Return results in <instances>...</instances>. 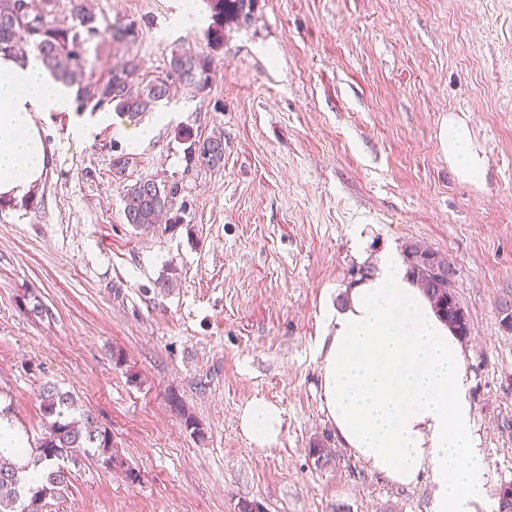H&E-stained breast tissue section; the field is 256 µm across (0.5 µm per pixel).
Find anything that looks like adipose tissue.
I'll use <instances>...</instances> for the list:
<instances>
[{
	"label": "adipose tissue",
	"instance_id": "ef3b65f1",
	"mask_svg": "<svg viewBox=\"0 0 512 512\" xmlns=\"http://www.w3.org/2000/svg\"><path fill=\"white\" fill-rule=\"evenodd\" d=\"M70 112L83 134L88 117L35 58L0 54V201L19 203L41 186L53 149L40 115ZM442 152L464 182L482 186L486 167L465 122L449 119ZM318 342L320 388L342 444L368 468L399 485L430 472L434 512H476L484 497L483 456L460 336L432 304L396 252L324 312ZM257 446L279 442L278 406L256 399L239 414Z\"/></svg>",
	"mask_w": 512,
	"mask_h": 512
}]
</instances>
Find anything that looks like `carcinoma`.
I'll return each instance as SVG.
<instances>
[{"label":"carcinoma","mask_w":512,"mask_h":512,"mask_svg":"<svg viewBox=\"0 0 512 512\" xmlns=\"http://www.w3.org/2000/svg\"><path fill=\"white\" fill-rule=\"evenodd\" d=\"M54 0H0V53L11 55L19 44L33 46L38 59L52 77L64 87L76 88L75 101L82 108L90 101L95 105H108L130 119L152 111L169 96L168 84L163 79H153L139 91L131 90L132 78L138 72V63L133 58L116 64L107 72V77L84 83L87 44L96 37L114 47L131 42L136 38L135 25L117 20L103 30L97 25V18L89 7V0H70L68 22L49 19ZM247 0H212L214 15L224 19V12L237 18L246 19ZM170 72L184 86L202 89L209 80L212 58L205 52L178 51L172 54ZM209 153L201 155L205 162L216 165L224 158L221 138L207 140ZM174 191L162 188L151 178H142L123 191L124 215L127 223L144 232L154 230L167 215L172 204ZM406 256L411 273L436 312L460 336L469 333V318L456 321L448 318V308L440 302L442 292L427 282L424 269L417 254L428 248L418 244L407 245ZM44 415L50 418L43 436L35 446L37 462L45 464V482L28 490V504L21 512H41L43 499L54 493L66 482V473L57 466L60 458L84 448H93L97 456L111 465L115 463L117 451L112 446L108 429L97 424L87 415L75 416L73 397L56 387L48 386L42 394ZM18 469L0 458V512H16L19 499Z\"/></svg>","instance_id":"obj_1"}]
</instances>
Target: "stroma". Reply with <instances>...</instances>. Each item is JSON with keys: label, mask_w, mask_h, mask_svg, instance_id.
<instances>
[{"label": "stroma", "mask_w": 512, "mask_h": 512, "mask_svg": "<svg viewBox=\"0 0 512 512\" xmlns=\"http://www.w3.org/2000/svg\"><path fill=\"white\" fill-rule=\"evenodd\" d=\"M90 2L99 23L138 35L89 49L87 72L133 56L170 95L84 139L71 113L47 114L51 171L29 200L0 204V418L34 449L52 385L109 428L120 457L62 460L68 480L42 512H433L429 474L394 484L340 443L316 354L326 302L413 242L457 270L477 512H497L512 483V331L499 314L512 303V0H254L217 45L210 0ZM189 48L213 59L197 91L169 73ZM452 117L485 159L483 188L441 151ZM142 124L154 135L132 144ZM186 130L221 137L223 163L188 158ZM144 177L175 192L170 225L149 234L123 213L124 187ZM170 267L174 286L158 288ZM256 398L282 410L276 446L239 428Z\"/></svg>", "instance_id": "obj_1"}]
</instances>
